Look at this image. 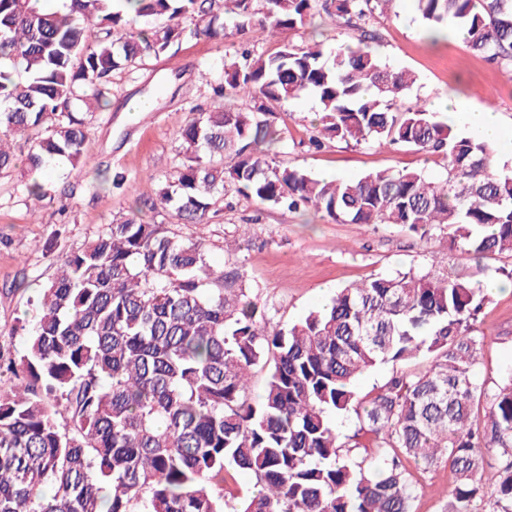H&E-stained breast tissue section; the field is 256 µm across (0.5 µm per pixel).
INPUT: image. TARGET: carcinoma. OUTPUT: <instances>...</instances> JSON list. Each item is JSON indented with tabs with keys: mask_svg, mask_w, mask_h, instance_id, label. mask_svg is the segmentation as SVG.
<instances>
[{
	"mask_svg": "<svg viewBox=\"0 0 512 512\" xmlns=\"http://www.w3.org/2000/svg\"><path fill=\"white\" fill-rule=\"evenodd\" d=\"M358 44L290 42L271 55L224 61L223 102L180 130L185 161L159 190L179 224H205L243 198L336 223L399 224L421 237L448 227L449 250L512 253V175L494 149L453 132L425 108H401L415 83L373 52L375 11L394 0H0V175L9 143L41 129L27 155L29 197L44 173L85 162L91 112L112 74L184 36L214 38L224 16L282 36L314 3ZM429 37L452 28L468 48L512 73V0H416ZM195 21L188 31L182 20ZM308 92L319 104V147L398 145L446 162L436 182L418 170L320 179L277 160L280 130L264 115ZM260 103L244 112L240 97ZM487 299L464 270L373 277L278 330L268 327L236 269L211 270L203 243L164 224L122 217L66 257L41 290L39 319L19 357L0 362V512H412L408 468L454 476L450 512H512V369L476 378ZM394 370L367 401L355 383ZM267 368L248 398L251 370ZM485 411L482 426L473 413ZM355 416L369 445L342 440ZM246 472L253 490L224 496ZM487 505L490 510L480 508Z\"/></svg>",
	"mask_w": 512,
	"mask_h": 512,
	"instance_id": "cac0c4a2",
	"label": "carcinoma"
}]
</instances>
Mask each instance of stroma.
I'll return each mask as SVG.
<instances>
[{
    "label": "stroma",
    "instance_id": "1",
    "mask_svg": "<svg viewBox=\"0 0 512 512\" xmlns=\"http://www.w3.org/2000/svg\"><path fill=\"white\" fill-rule=\"evenodd\" d=\"M381 39L374 49L383 63L407 68L418 77L402 107L438 110V100L455 97L469 109L489 108L512 128V76L473 54L460 35L430 44L413 0H395L376 14ZM355 32L338 30L335 20L317 14L311 26L290 36L294 44L332 47L354 42ZM282 46L260 25L246 33L227 26L223 38L188 36L142 65L114 73L88 124L87 161L64 167L52 198L35 201L25 190L26 149L16 144L17 171L0 177V350L20 355L25 329L37 319L36 299L70 252L105 231L112 220L131 213L134 202L155 198L159 187L183 161L179 130L196 112L221 102L214 89L222 82L225 59L242 49L270 55ZM155 95L149 112L132 118L125 111L137 95ZM319 107L302 94L269 116L285 131L284 163L320 176L327 172L352 179L383 170L420 169L434 180L442 164L400 146H353L331 142L315 149ZM144 219L170 225L184 238H202L215 270L237 269L270 320L271 328L297 321L326 302L341 287L400 272L428 271L432 264L476 266L473 258L448 249L441 228L420 238L396 224H337L314 210L289 212L256 202L224 207L206 224H177L164 211H143ZM485 341L477 367L479 381L498 380L512 365V290L489 293L476 324ZM417 494L413 512H448L454 477L445 468L414 470Z\"/></svg>",
    "mask_w": 512,
    "mask_h": 512
}]
</instances>
